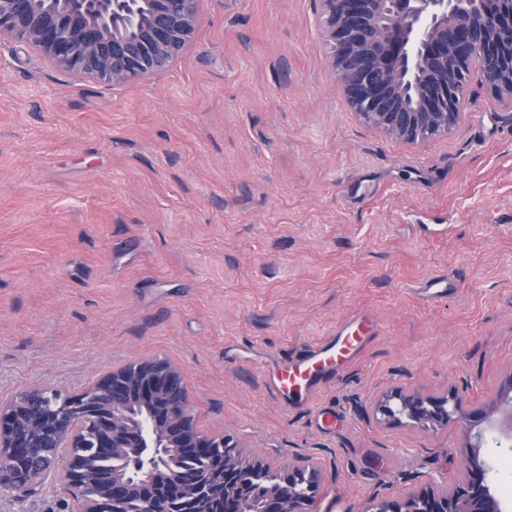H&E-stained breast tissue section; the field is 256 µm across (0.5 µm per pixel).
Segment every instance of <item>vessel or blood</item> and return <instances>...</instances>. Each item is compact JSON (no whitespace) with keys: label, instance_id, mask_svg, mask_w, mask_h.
Masks as SVG:
<instances>
[{"label":"vessel or blood","instance_id":"b4317fda","mask_svg":"<svg viewBox=\"0 0 512 512\" xmlns=\"http://www.w3.org/2000/svg\"><path fill=\"white\" fill-rule=\"evenodd\" d=\"M365 320L357 317L337 327L332 339L306 350L271 384L275 393L302 397L324 378L332 375L340 365L353 360L362 347L365 336Z\"/></svg>","mask_w":512,"mask_h":512}]
</instances>
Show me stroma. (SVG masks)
I'll return each instance as SVG.
<instances>
[{
	"instance_id": "35a3bbf8",
	"label": "stroma",
	"mask_w": 512,
	"mask_h": 512,
	"mask_svg": "<svg viewBox=\"0 0 512 512\" xmlns=\"http://www.w3.org/2000/svg\"><path fill=\"white\" fill-rule=\"evenodd\" d=\"M319 0H199L175 64L110 86L0 39V401L76 392L154 355L199 429L272 463L315 461L312 512L453 485L458 425L380 420L394 394L512 386V104L481 86L448 135L408 144L341 91ZM435 275L446 293L421 292ZM367 313L378 328L307 398L290 358ZM481 455L497 468L499 422ZM64 462L0 512H71Z\"/></svg>"
}]
</instances>
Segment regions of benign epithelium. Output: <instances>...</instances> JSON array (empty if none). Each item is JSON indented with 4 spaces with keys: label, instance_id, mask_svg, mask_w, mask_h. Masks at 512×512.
I'll use <instances>...</instances> for the list:
<instances>
[{
    "label": "benign epithelium",
    "instance_id": "1",
    "mask_svg": "<svg viewBox=\"0 0 512 512\" xmlns=\"http://www.w3.org/2000/svg\"><path fill=\"white\" fill-rule=\"evenodd\" d=\"M198 0H0V37L35 46L61 69L90 76L110 85L145 78L171 67L195 32ZM147 21L140 23L141 9ZM318 24L350 107L368 125L408 142H425L449 133L469 100L463 77L476 60L488 61L484 84L496 95L512 100V0H320ZM415 110L405 108L409 96ZM159 396L166 400L160 416L146 412L134 417L128 400L147 406ZM34 388L0 403V449L16 443L22 427L36 429L43 417ZM378 407L382 415L413 423L457 421L458 404L418 395L399 396ZM512 408L507 393L462 420L469 423L468 448L462 457L460 480L451 488L418 485L396 501H381L366 512H504L498 493L489 484L487 464L480 458L481 423L503 405ZM43 446H79L81 415L99 422L96 445L144 449V470L150 471L178 448L209 461L224 452V512H248L239 488L268 477V462L249 458L231 436L198 431L190 411L187 388L179 369L169 360L152 358L105 375L79 393L65 396L52 408ZM82 468L76 458L66 463L68 491L76 512H188L207 489L197 473L185 470L178 484L196 491L194 497L161 504L148 480L128 484L121 500L99 503L84 494ZM43 472L32 457L0 453V482L24 494ZM322 479L311 462L302 467L279 466V474L261 512H310Z\"/></svg>",
    "mask_w": 512,
    "mask_h": 512
}]
</instances>
